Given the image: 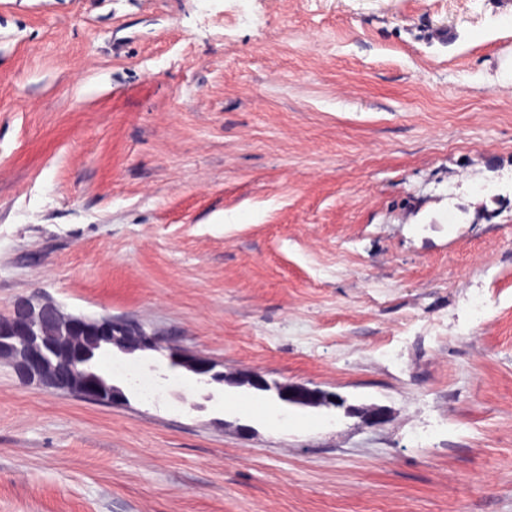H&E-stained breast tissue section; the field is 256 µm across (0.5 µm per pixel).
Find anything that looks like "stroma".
<instances>
[{
    "label": "stroma",
    "mask_w": 512,
    "mask_h": 512,
    "mask_svg": "<svg viewBox=\"0 0 512 512\" xmlns=\"http://www.w3.org/2000/svg\"><path fill=\"white\" fill-rule=\"evenodd\" d=\"M31 297L160 342L0 361V512H512V0H0ZM170 362L175 366L183 367L196 376H199L200 381L209 382L224 380V375L222 373L213 372L214 365L192 353L182 352L171 354Z\"/></svg>",
    "instance_id": "obj_1"
}]
</instances>
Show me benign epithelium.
I'll return each mask as SVG.
<instances>
[{"instance_id":"1","label":"benign epithelium","mask_w":512,"mask_h":512,"mask_svg":"<svg viewBox=\"0 0 512 512\" xmlns=\"http://www.w3.org/2000/svg\"><path fill=\"white\" fill-rule=\"evenodd\" d=\"M15 311L27 318L23 344L14 345L13 329L0 321V357L10 360L27 381H35L47 389L74 393L100 404L110 405L121 397V391L93 369L92 352L79 363L69 357L89 341L95 350L110 346L121 336L142 350L156 346L158 336L142 327L115 322L110 317L90 320L84 315L66 314L58 306L37 300L18 302ZM170 362L199 376L204 382L222 381L224 375L214 365L189 353H174Z\"/></svg>"}]
</instances>
